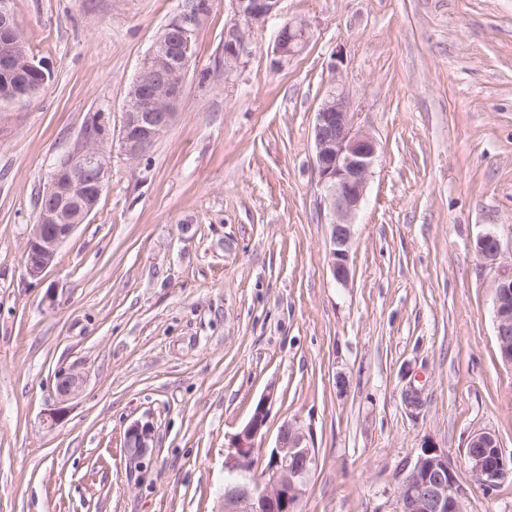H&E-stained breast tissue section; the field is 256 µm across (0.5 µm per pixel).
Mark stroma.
I'll return each instance as SVG.
<instances>
[{
	"mask_svg": "<svg viewBox=\"0 0 512 512\" xmlns=\"http://www.w3.org/2000/svg\"><path fill=\"white\" fill-rule=\"evenodd\" d=\"M177 4L12 0L51 78L0 102V512H218L231 439L269 392L263 452L284 422L312 431L301 512H387L426 440L459 465L467 512H512V479L487 493L463 467L476 430L512 455L496 271L474 250L491 231L512 261V0H281L230 72L212 0L175 122L136 161L112 142L96 212L27 278L47 172L90 113L120 127ZM292 17L313 36L277 71ZM335 71L379 144L344 287L311 138ZM62 369L83 388L50 428ZM136 421L155 443L134 463ZM154 430L148 423L136 421L129 425L124 434L123 445L132 461H141L153 448Z\"/></svg>",
	"mask_w": 512,
	"mask_h": 512,
	"instance_id": "stroma-1",
	"label": "stroma"
}]
</instances>
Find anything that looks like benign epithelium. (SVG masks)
<instances>
[{
  "mask_svg": "<svg viewBox=\"0 0 512 512\" xmlns=\"http://www.w3.org/2000/svg\"><path fill=\"white\" fill-rule=\"evenodd\" d=\"M230 18L224 24V73L232 71L246 49L250 30L264 23L276 11L279 0H229ZM175 34L156 37L131 83L122 117L120 145L123 154L137 160L168 131L178 115L182 85L195 62L197 19L186 13L177 17ZM311 25L292 18L278 30L274 67L281 68L307 45ZM15 43L10 0H0V46L8 54L0 56L6 73L18 69L13 53ZM168 77L163 89L168 101L165 112L152 111L147 96L152 94L149 77ZM314 169L320 188V206L331 226L328 266L338 284L351 278L350 248L355 218L361 210L377 158L378 142L357 125L352 101L337 73H332L327 93L315 112L312 128ZM110 116L94 112L71 147L54 163L45 191L36 208L40 219L33 225L24 246V268L38 279L54 263L59 249L96 210L108 187L112 172ZM483 263L496 269L489 288L493 322L502 362L512 367V264L500 262L502 244L488 232L474 245ZM83 384L80 373L61 370L56 377L60 403L76 395ZM270 390L255 407L249 420L233 436L232 452L225 468L240 479L224 488L220 512H300L311 472L316 465L310 429L299 421L284 422L276 445L261 472V480L251 476L248 461L260 450L256 441L267 424ZM154 430L136 421L124 434L123 445L132 461H140L153 448ZM465 462L472 480L494 490L503 472L512 464L497 435L490 430L473 432L465 443ZM469 492L460 481L458 467L447 452L423 441L416 458L396 486L390 512H467Z\"/></svg>",
  "mask_w": 512,
  "mask_h": 512,
  "instance_id": "7a95c632",
  "label": "benign epithelium"
}]
</instances>
